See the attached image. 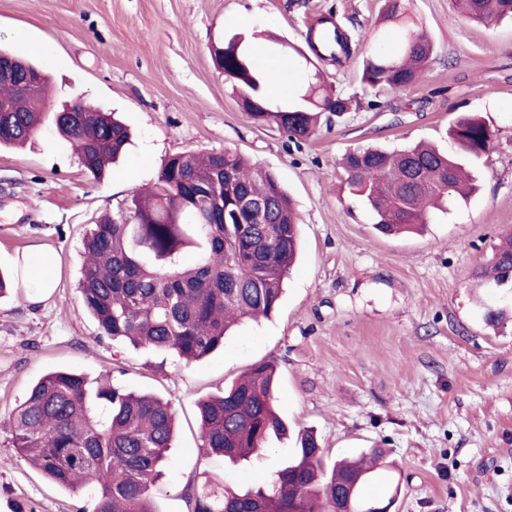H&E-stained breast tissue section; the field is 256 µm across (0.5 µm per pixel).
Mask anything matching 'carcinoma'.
I'll list each match as a JSON object with an SVG mask.
<instances>
[{
	"instance_id": "1",
	"label": "carcinoma",
	"mask_w": 512,
	"mask_h": 512,
	"mask_svg": "<svg viewBox=\"0 0 512 512\" xmlns=\"http://www.w3.org/2000/svg\"><path fill=\"white\" fill-rule=\"evenodd\" d=\"M472 21L489 26L512 19V0H451ZM383 20L399 30L392 54L363 56L361 81L378 94L417 82L433 44L403 0H385ZM350 36L336 29L334 46L316 59L343 64ZM224 77L258 123L274 122L291 141L309 138L321 112L341 114L351 100L322 89L320 71L285 110L268 105L272 72L255 67L243 43L224 44ZM48 79L27 95L0 85V148L26 143L51 125L75 150L81 166L102 177L129 143L127 128L112 114L87 107L48 112ZM455 150L432 146L387 150L357 148L345 154L350 195L375 217V228L397 236L428 223L453 194L476 191L464 167L494 147L495 134L479 118L462 114L449 130ZM299 242V218L277 179L226 150L203 156L173 155L151 191L134 195L112 216L98 220L83 240L81 301L100 334L135 347L170 354L187 363L224 346L240 321L269 318L278 309ZM194 264H183L187 251ZM476 278L512 290V234L494 246ZM276 367L258 362L220 395L199 401L198 441L209 454L233 465L258 460L267 440L288 436L275 409ZM175 411L160 397L136 394L105 373L92 386L81 374L54 371L29 388L12 416V443L63 490L84 491L91 509L80 512H160L152 489L171 464ZM288 465L255 488L236 490L208 479L188 491L193 512H377L391 506L361 496L387 458L371 448L325 467L316 435L300 431Z\"/></svg>"
}]
</instances>
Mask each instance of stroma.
<instances>
[{"label":"stroma","instance_id":"35a3bbf8","mask_svg":"<svg viewBox=\"0 0 512 512\" xmlns=\"http://www.w3.org/2000/svg\"><path fill=\"white\" fill-rule=\"evenodd\" d=\"M384 0H0V47L51 76V106L75 95L116 115L132 144L98 181L72 148L44 128L21 148L0 150V269L44 250L59 259L52 295L28 289L0 299V512H77L87 498L57 488L25 464L9 418L43 374L71 370L170 400L178 432L173 467L154 491L160 512H193L186 491L206 478L247 479L199 448L197 403L223 391L255 362L279 371L278 409L291 433L314 431L326 464L381 447L397 468L370 487L391 512H512V319L488 327L475 273L502 231H512V21L486 27L448 0H409L434 53L420 80L372 94L360 55L322 64V83L357 100L323 113L295 143L276 124L256 123L217 69L214 48L235 33L263 31L254 60L305 46L310 24L333 13L367 46L389 53ZM378 109H369L371 99ZM464 113L495 132L479 162L480 187L423 233L388 237L342 191L341 159L352 149L419 142L451 150L448 129ZM230 150L272 173L292 198L302 254L278 311L244 321L223 349L192 365L101 336L83 307L82 239L137 190L156 183L164 161L184 152Z\"/></svg>","mask_w":512,"mask_h":512}]
</instances>
